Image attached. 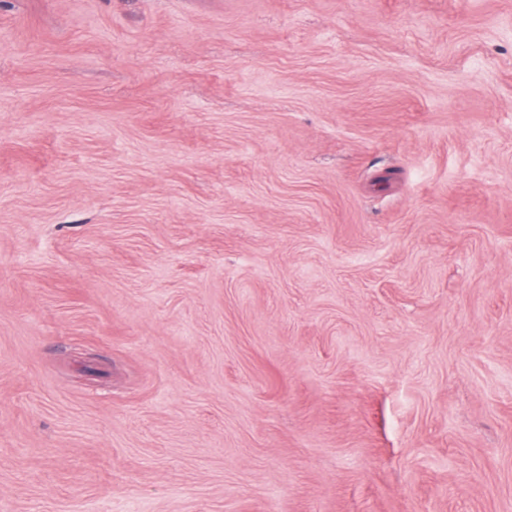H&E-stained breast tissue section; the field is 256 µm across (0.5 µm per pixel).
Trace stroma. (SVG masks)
<instances>
[{
    "mask_svg": "<svg viewBox=\"0 0 512 512\" xmlns=\"http://www.w3.org/2000/svg\"><path fill=\"white\" fill-rule=\"evenodd\" d=\"M0 512H512V0H0Z\"/></svg>",
    "mask_w": 512,
    "mask_h": 512,
    "instance_id": "1",
    "label": "stroma"
}]
</instances>
